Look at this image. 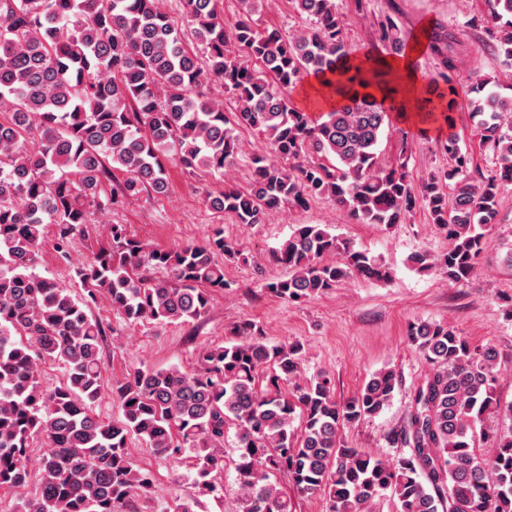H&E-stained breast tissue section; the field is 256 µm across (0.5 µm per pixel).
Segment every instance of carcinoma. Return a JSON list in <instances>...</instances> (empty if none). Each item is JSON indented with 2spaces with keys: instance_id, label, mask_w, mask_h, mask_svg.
<instances>
[{
  "instance_id": "obj_1",
  "label": "carcinoma",
  "mask_w": 512,
  "mask_h": 512,
  "mask_svg": "<svg viewBox=\"0 0 512 512\" xmlns=\"http://www.w3.org/2000/svg\"><path fill=\"white\" fill-rule=\"evenodd\" d=\"M239 2L230 23L217 0H181L188 32L161 0H0V490H26L12 512H139L154 478L129 452L135 435L172 462L192 453L195 486L215 497L223 490L224 435L233 428L241 512H289L271 481L278 473L298 493L320 495L326 512H376L388 490L397 512H512V428L477 433L488 416L512 418V403L502 406L495 391L496 352H478L436 322L407 327L429 371L394 434L410 454L396 460L342 442L344 427L389 405L398 383L393 370L375 372L340 402L326 377L296 383L302 344H270L251 322L235 326L238 340L203 352L190 370L141 366L112 385L122 419L94 413L105 392L106 331L87 314L97 294L130 325L186 324L233 288L218 258L248 262L219 231L164 250L114 224L110 242L77 271L86 296L36 272L46 242L64 253L95 212L166 192L169 160L188 173L222 174L238 160L234 127L251 129L266 151L249 158L250 187L224 186L212 207L241 224H265L285 207L326 198L359 224L388 228L419 204L448 238V250L418 251L411 261L458 285L475 274L489 245L486 229L512 183V98L501 97L489 78L476 77L464 94L490 173L473 177L468 152L450 134L441 143L448 169L416 186L406 162L380 163L390 112L360 89L387 71L369 67L368 55L350 63L336 0H293L306 22L293 33L259 24L264 0ZM488 3L486 32L512 66V0ZM379 41L399 57L409 35L388 15ZM427 48L440 67L421 108L450 124L452 74L475 52L463 53L441 27L428 34ZM328 75L333 80L316 89L314 104L329 103L338 86L347 90L343 103L318 117L293 105L291 94L305 79ZM213 84L235 104L234 121L224 102L208 96ZM270 262L289 274L264 289L290 303L350 278L391 276L322 224L299 225ZM46 361L64 370L51 389L39 381ZM37 437L45 448L32 485L28 460Z\"/></svg>"
}]
</instances>
